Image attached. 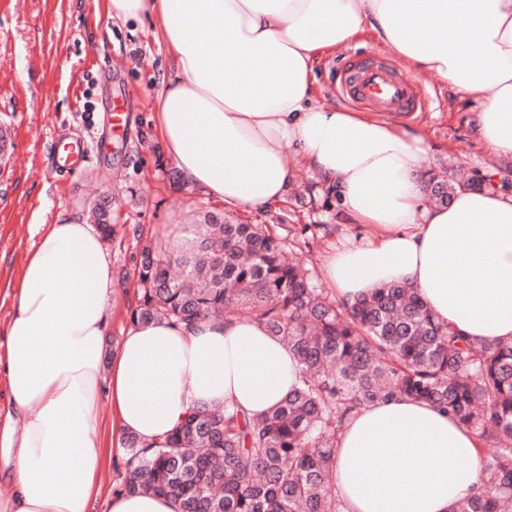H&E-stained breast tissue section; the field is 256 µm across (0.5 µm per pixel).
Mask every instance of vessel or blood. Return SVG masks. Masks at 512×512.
<instances>
[{"label": "vessel or blood", "mask_w": 512, "mask_h": 512, "mask_svg": "<svg viewBox=\"0 0 512 512\" xmlns=\"http://www.w3.org/2000/svg\"><path fill=\"white\" fill-rule=\"evenodd\" d=\"M340 91L352 101L392 115L416 111L422 100L418 87L396 76L389 68L369 62L355 66L342 81ZM84 155L82 143H66L57 150L56 165L63 170L75 169L82 163Z\"/></svg>", "instance_id": "vessel-or-blood-1"}]
</instances>
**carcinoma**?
<instances>
[{
  "mask_svg": "<svg viewBox=\"0 0 512 512\" xmlns=\"http://www.w3.org/2000/svg\"><path fill=\"white\" fill-rule=\"evenodd\" d=\"M493 178L458 168L430 174L427 196L448 204L459 187ZM198 224L184 250L142 248L129 322L192 327L211 317L248 320L295 352L298 386L256 417L195 410L160 446L123 443L115 494L173 499L179 512H340L331 475L337 433L356 408L396 398L427 402L493 447L481 488L451 512H512V343H476L439 322L414 288L393 282L352 305L288 260L308 227Z\"/></svg>",
  "mask_w": 512,
  "mask_h": 512,
  "instance_id": "carcinoma-1",
  "label": "carcinoma"
}]
</instances>
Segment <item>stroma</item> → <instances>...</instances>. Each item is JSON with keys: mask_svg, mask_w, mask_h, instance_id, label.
Wrapping results in <instances>:
<instances>
[{"mask_svg": "<svg viewBox=\"0 0 512 512\" xmlns=\"http://www.w3.org/2000/svg\"><path fill=\"white\" fill-rule=\"evenodd\" d=\"M104 0H0V127L8 150L0 161V354L13 293L36 238V220L82 221L103 207L116 226L107 248L117 286L109 313V346L117 348L137 301L140 244L173 248L185 225L233 220L309 226L301 258L321 274L325 253L358 233L349 214L305 165L294 167L284 202L266 210H228L186 184L153 138L151 114L165 51L149 19H109ZM353 56L378 59L370 40L337 48L317 72L324 107H341L334 78ZM426 96L405 124L424 131L425 169L460 165L486 172L512 167L473 134L479 105L460 98L429 72L410 74ZM81 140L79 169L56 171L54 147Z\"/></svg>", "mask_w": 512, "mask_h": 512, "instance_id": "obj_1", "label": "stroma"}]
</instances>
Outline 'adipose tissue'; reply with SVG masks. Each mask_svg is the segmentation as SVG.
I'll return each instance as SVG.
<instances>
[{
    "mask_svg": "<svg viewBox=\"0 0 512 512\" xmlns=\"http://www.w3.org/2000/svg\"><path fill=\"white\" fill-rule=\"evenodd\" d=\"M110 17L150 19L166 70L156 135L189 185L225 208L285 200V150L370 227L330 250L329 288L354 303L383 284L418 289L470 340L512 342V196L460 189L424 202V137L368 112L315 102V65L371 34L479 110V142L512 157V0H105ZM112 266L97 225L40 224L6 328L0 374V512H94L107 447L159 445L193 410L258 416L288 396L300 366L262 326L212 318L128 328L107 353ZM112 406L104 437L99 401ZM481 443L427 403L361 407L336 442L341 512H450L481 483Z\"/></svg>",
    "mask_w": 512,
    "mask_h": 512,
    "instance_id": "adipose-tissue-1",
    "label": "adipose tissue"
}]
</instances>
